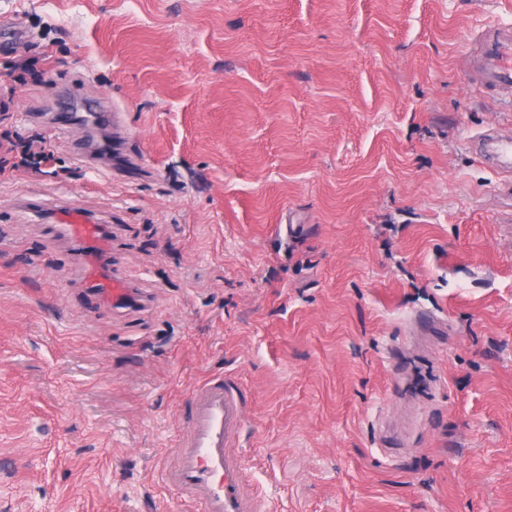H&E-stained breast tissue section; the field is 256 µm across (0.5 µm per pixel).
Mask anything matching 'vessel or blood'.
Here are the masks:
<instances>
[{"instance_id":"obj_1","label":"vessel or blood","mask_w":512,"mask_h":512,"mask_svg":"<svg viewBox=\"0 0 512 512\" xmlns=\"http://www.w3.org/2000/svg\"><path fill=\"white\" fill-rule=\"evenodd\" d=\"M476 56L470 62L478 80L493 95L512 97V27L489 26L478 32ZM481 156L497 171L512 172V136L480 134ZM56 234L67 238L85 284L97 298L124 296L129 284L116 274L101 275L98 260L86 257L90 243L99 241L101 224L79 207H57ZM254 394L240 379L214 375L196 384L183 399V425L156 471L161 483L176 492L192 512H273L268 500L249 491L250 479L240 452L246 414Z\"/></svg>"}]
</instances>
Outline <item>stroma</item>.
I'll use <instances>...</instances> for the list:
<instances>
[{"label": "stroma", "mask_w": 512, "mask_h": 512, "mask_svg": "<svg viewBox=\"0 0 512 512\" xmlns=\"http://www.w3.org/2000/svg\"><path fill=\"white\" fill-rule=\"evenodd\" d=\"M0 131L64 175L0 183V512H189L153 468L192 386L255 396L274 512H512V183L469 76L512 0H0ZM50 68L10 77L13 53ZM103 95L87 165L44 118ZM110 224L97 306L52 230ZM85 123L90 126L103 127L115 125L118 119L116 112L112 113V103L109 99L103 98L94 111L86 117ZM477 138L476 146L481 156L501 173L512 172V136L484 132Z\"/></svg>", "instance_id": "35a3bbf8"}]
</instances>
